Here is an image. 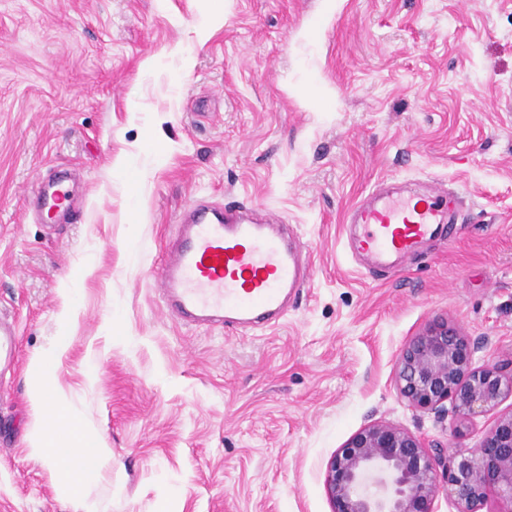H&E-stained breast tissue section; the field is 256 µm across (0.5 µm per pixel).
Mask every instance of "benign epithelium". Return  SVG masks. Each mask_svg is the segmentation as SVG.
<instances>
[{
	"label": "benign epithelium",
	"instance_id": "7a95c632",
	"mask_svg": "<svg viewBox=\"0 0 512 512\" xmlns=\"http://www.w3.org/2000/svg\"><path fill=\"white\" fill-rule=\"evenodd\" d=\"M475 344L444 318L428 323L403 348L395 384L420 413L451 401L460 422L495 408L512 396V372L476 366ZM445 482L459 512H479L493 489L499 512H512V413L485 431L470 455H448L386 422L357 432L330 458L324 484L332 512H434Z\"/></svg>",
	"mask_w": 512,
	"mask_h": 512
}]
</instances>
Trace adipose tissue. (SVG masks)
<instances>
[{
	"label": "adipose tissue",
	"mask_w": 512,
	"mask_h": 512,
	"mask_svg": "<svg viewBox=\"0 0 512 512\" xmlns=\"http://www.w3.org/2000/svg\"><path fill=\"white\" fill-rule=\"evenodd\" d=\"M63 349V340H56L32 361L31 400L46 424L31 432L30 446L34 456L53 463L58 488L80 512H96L95 503L85 496L84 489L111 470L112 450L101 436L81 424L56 384L51 364Z\"/></svg>",
	"instance_id": "adipose-tissue-1"
}]
</instances>
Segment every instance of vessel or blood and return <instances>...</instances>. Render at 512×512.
<instances>
[{
    "label": "vessel or blood",
    "mask_w": 512,
    "mask_h": 512,
    "mask_svg": "<svg viewBox=\"0 0 512 512\" xmlns=\"http://www.w3.org/2000/svg\"><path fill=\"white\" fill-rule=\"evenodd\" d=\"M42 204L70 210L68 190L45 184ZM346 249L376 272L418 254L453 224L446 189L421 194L375 192L350 207ZM310 276L306 249L292 225L276 215L256 216L239 202L200 200L179 216L178 237L166 246L158 287L167 312L187 324L227 331L268 329L287 315Z\"/></svg>",
    "instance_id": "vessel-or-blood-1"
}]
</instances>
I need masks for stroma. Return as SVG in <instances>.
I'll list each match as a JSON object with an SVG mask.
<instances>
[{"mask_svg":"<svg viewBox=\"0 0 512 512\" xmlns=\"http://www.w3.org/2000/svg\"><path fill=\"white\" fill-rule=\"evenodd\" d=\"M61 171L76 223L31 211ZM383 180L443 184L455 224L375 274L343 218ZM199 195L299 227L310 279L279 325L165 311L162 247ZM3 316L0 512H76L28 439L32 359L61 335L60 388L112 450L98 512H332L327 463L364 427L452 445L394 375L438 317L512 364V0H0Z\"/></svg>","mask_w":512,"mask_h":512,"instance_id":"1","label":"stroma"}]
</instances>
